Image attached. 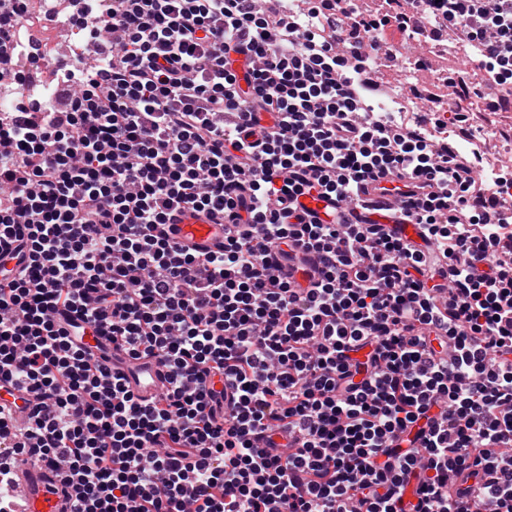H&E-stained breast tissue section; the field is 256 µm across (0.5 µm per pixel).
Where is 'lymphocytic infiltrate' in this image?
Masks as SVG:
<instances>
[{"instance_id":"lymphocytic-infiltrate-1","label":"lymphocytic infiltrate","mask_w":512,"mask_h":512,"mask_svg":"<svg viewBox=\"0 0 512 512\" xmlns=\"http://www.w3.org/2000/svg\"><path fill=\"white\" fill-rule=\"evenodd\" d=\"M76 4L97 58L65 108L0 110V378L30 406L19 431L0 405V512L21 457L71 512H512V212L443 115L376 113L365 68L431 17L510 105L512 0ZM383 180L417 240L371 223ZM177 209L237 230L182 245ZM101 329L160 398L88 352ZM124 372L133 390L141 396H159L167 386L166 370L154 362L127 361Z\"/></svg>"}]
</instances>
